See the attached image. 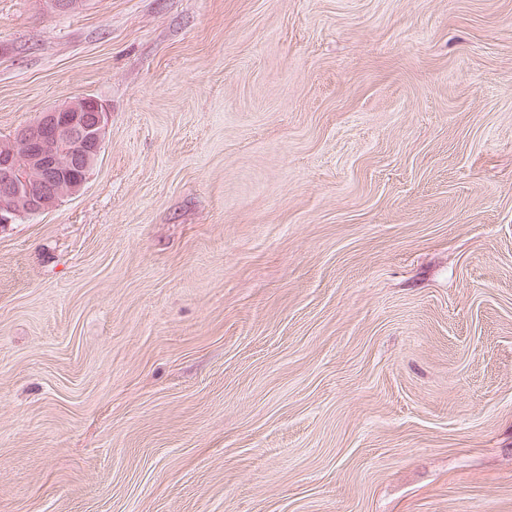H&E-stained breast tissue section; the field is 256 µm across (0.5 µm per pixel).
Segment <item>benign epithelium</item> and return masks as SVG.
<instances>
[{"label":"benign epithelium","instance_id":"benign-epithelium-1","mask_svg":"<svg viewBox=\"0 0 512 512\" xmlns=\"http://www.w3.org/2000/svg\"><path fill=\"white\" fill-rule=\"evenodd\" d=\"M109 112L93 97L55 106L0 142V224L79 193L100 156Z\"/></svg>","mask_w":512,"mask_h":512}]
</instances>
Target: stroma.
I'll return each instance as SVG.
<instances>
[{
	"label": "stroma",
	"instance_id": "1",
	"mask_svg": "<svg viewBox=\"0 0 512 512\" xmlns=\"http://www.w3.org/2000/svg\"><path fill=\"white\" fill-rule=\"evenodd\" d=\"M0 512H512V0H0ZM109 112L81 97L42 112L0 142V224L55 208L79 193L100 156Z\"/></svg>",
	"mask_w": 512,
	"mask_h": 512
}]
</instances>
